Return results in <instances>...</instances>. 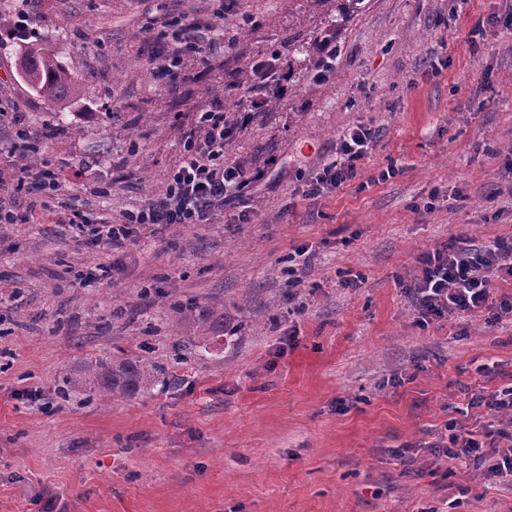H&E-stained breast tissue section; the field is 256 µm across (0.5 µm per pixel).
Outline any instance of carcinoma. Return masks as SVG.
<instances>
[{
    "mask_svg": "<svg viewBox=\"0 0 512 512\" xmlns=\"http://www.w3.org/2000/svg\"><path fill=\"white\" fill-rule=\"evenodd\" d=\"M324 7L327 29L324 36L308 42L288 28V52L315 67L322 61L314 59L322 47L338 37L341 22L361 8L363 0H318ZM20 78L39 98L63 112L77 103L81 87L72 70L59 62L48 43L32 45L22 54ZM95 380L101 396L115 402L132 400L151 390L158 382L155 366L131 357L100 361L95 366Z\"/></svg>",
    "mask_w": 512,
    "mask_h": 512,
    "instance_id": "obj_1",
    "label": "carcinoma"
}]
</instances>
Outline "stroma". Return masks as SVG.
Returning a JSON list of instances; mask_svg holds the SVG:
<instances>
[{
	"instance_id": "35a3bbf8",
	"label": "stroma",
	"mask_w": 512,
	"mask_h": 512,
	"mask_svg": "<svg viewBox=\"0 0 512 512\" xmlns=\"http://www.w3.org/2000/svg\"><path fill=\"white\" fill-rule=\"evenodd\" d=\"M509 13L364 0L319 81L284 47L296 21L323 33L317 0H0V202L17 218L0 224V512H512L511 483L427 447L450 422L498 420L463 390L512 382V319L423 322L404 292L451 238L512 243V40L493 22ZM186 21L211 63L159 81L162 26ZM42 40L81 82L62 116L19 76L20 42ZM272 55L279 77L247 94L249 135L224 152L272 171L253 223L232 200L212 224L134 230L117 255L73 238L69 220L158 194L197 113ZM359 125L376 137L365 174L305 200L300 174ZM108 264L110 281H83ZM121 357L163 382L101 398L91 367Z\"/></svg>"
}]
</instances>
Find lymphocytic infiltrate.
Wrapping results in <instances>:
<instances>
[{"instance_id":"f902f5d3","label":"lymphocytic infiltrate","mask_w":512,"mask_h":512,"mask_svg":"<svg viewBox=\"0 0 512 512\" xmlns=\"http://www.w3.org/2000/svg\"><path fill=\"white\" fill-rule=\"evenodd\" d=\"M204 57L199 43L162 44L148 64L158 79L175 76L184 68L187 54ZM232 136L224 129V114L202 110L196 128L183 140L182 158L167 178L162 193L140 208L125 213L121 222L91 226L76 225L77 234H88L119 252L125 248L133 226L160 228L175 224H209L223 211L225 200L243 198L266 174L248 172L224 164V149ZM374 145L369 129H349L340 140V158L309 176L305 199L343 190L362 172V162ZM419 274L409 292L420 319H443L460 314L492 311L495 317L512 316V301L494 300L496 282L512 279V246L495 240L475 245L461 237L435 247L418 258ZM436 446L441 456L455 461L466 459L475 466H487L492 476L512 478V416L488 424L481 435L460 429L440 437Z\"/></svg>"}]
</instances>
